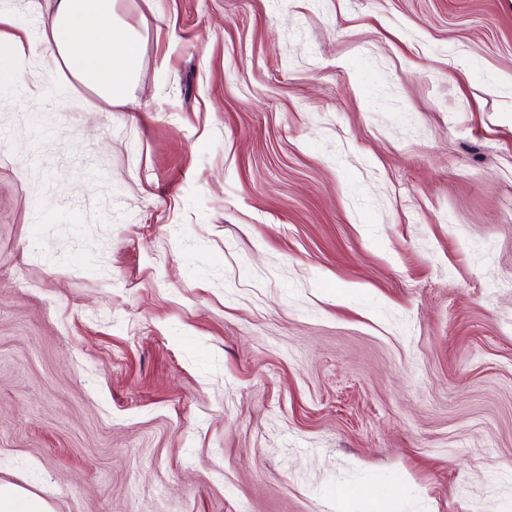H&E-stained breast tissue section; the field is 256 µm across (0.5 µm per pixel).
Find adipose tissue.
I'll return each mask as SVG.
<instances>
[{"label":"adipose tissue","mask_w":512,"mask_h":512,"mask_svg":"<svg viewBox=\"0 0 512 512\" xmlns=\"http://www.w3.org/2000/svg\"><path fill=\"white\" fill-rule=\"evenodd\" d=\"M116 0H58L45 39L66 70L109 102L139 76L138 36L115 14Z\"/></svg>","instance_id":"1"}]
</instances>
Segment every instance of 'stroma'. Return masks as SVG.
<instances>
[{"label":"stroma","instance_id":"35a3bbf8","mask_svg":"<svg viewBox=\"0 0 512 512\" xmlns=\"http://www.w3.org/2000/svg\"><path fill=\"white\" fill-rule=\"evenodd\" d=\"M0 0V483L51 512H512V0H117L108 104Z\"/></svg>","mask_w":512,"mask_h":512}]
</instances>
